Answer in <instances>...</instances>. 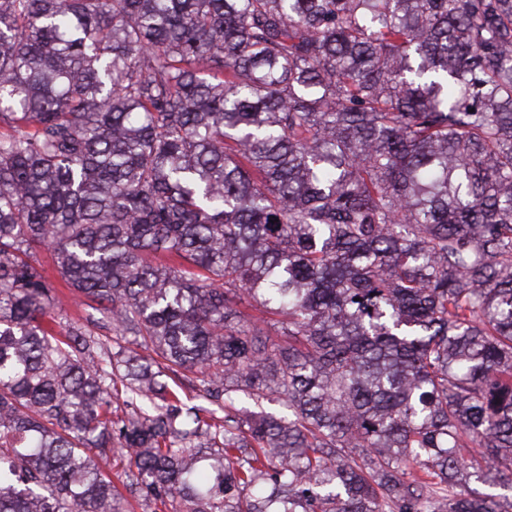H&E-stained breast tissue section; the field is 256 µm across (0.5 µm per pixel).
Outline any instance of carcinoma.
<instances>
[{
    "instance_id": "1",
    "label": "carcinoma",
    "mask_w": 512,
    "mask_h": 512,
    "mask_svg": "<svg viewBox=\"0 0 512 512\" xmlns=\"http://www.w3.org/2000/svg\"><path fill=\"white\" fill-rule=\"evenodd\" d=\"M113 457L512 512V0H0V512H123ZM38 258L45 269V275L54 287L60 303L56 306L57 312L64 318V322L83 321L86 316L85 306L81 298L76 296L60 278L55 268L52 256L47 252H40Z\"/></svg>"
}]
</instances>
